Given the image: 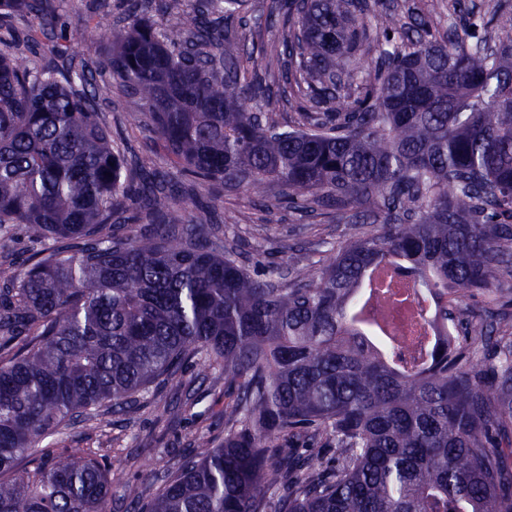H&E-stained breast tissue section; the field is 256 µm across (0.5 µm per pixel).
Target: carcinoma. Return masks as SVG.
I'll list each match as a JSON object with an SVG mask.
<instances>
[{"label": "carcinoma", "mask_w": 512, "mask_h": 512, "mask_svg": "<svg viewBox=\"0 0 512 512\" xmlns=\"http://www.w3.org/2000/svg\"><path fill=\"white\" fill-rule=\"evenodd\" d=\"M166 0H132L103 66L202 183L282 184L358 232L325 268L250 276L241 254L177 214L173 186L124 153L95 94L31 69L0 32V241L38 249L0 271V512H105L112 473L91 449L20 462L203 354L224 367V443L189 455L145 512H512V323L501 315L430 366L395 369L365 336L362 289L395 264L445 319L512 276V35L441 37L366 0H273L292 23L297 127L269 115L253 53L219 31L247 0H197L155 30ZM47 23L56 0H0ZM148 218L147 235L112 226ZM328 448L323 464L315 449Z\"/></svg>", "instance_id": "cac0c4a2"}]
</instances>
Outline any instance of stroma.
Returning a JSON list of instances; mask_svg holds the SVG:
<instances>
[{"label":"stroma","mask_w":512,"mask_h":512,"mask_svg":"<svg viewBox=\"0 0 512 512\" xmlns=\"http://www.w3.org/2000/svg\"><path fill=\"white\" fill-rule=\"evenodd\" d=\"M401 22L429 17L438 31L449 22L465 23L473 17L489 21L490 36L512 34V0H380ZM270 0H248L245 11L231 26L244 49H253L259 74L270 89V107L280 124L293 117L284 92L288 89V59L282 41V20L268 22ZM128 0H60L56 23L45 26L30 15L16 23L19 31H36L32 46L19 45L17 54L32 67L43 66L44 52L53 42L67 49L73 74L93 72L97 103L112 140L129 161L148 155V115L141 101L127 96L101 66L98 44L113 27L126 24ZM281 191L273 184L261 190L226 186L218 200H211L205 185L181 194L177 205L185 223H204L213 239L240 250L249 273L266 277L272 270L295 274L310 266H322L354 235L353 225L344 223L335 210L314 212L278 203ZM184 384H153L136 403L117 414L98 415L42 441L37 455L59 462L77 448H88L112 469L114 497L107 512H130L119 496L126 486L138 490L141 501H149L164 486L169 471L182 458L200 454L224 440V371L205 368L192 360L184 370Z\"/></svg>","instance_id":"obj_1"}]
</instances>
